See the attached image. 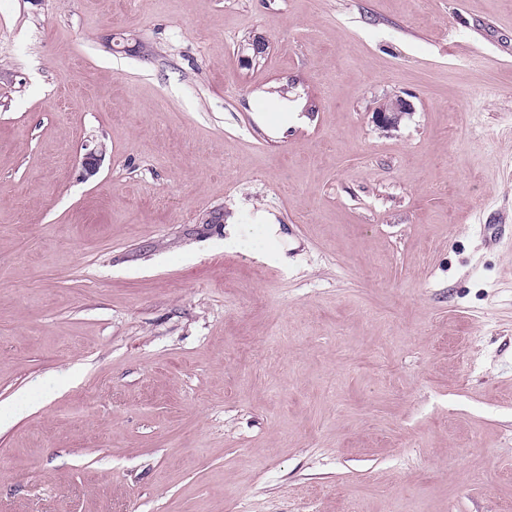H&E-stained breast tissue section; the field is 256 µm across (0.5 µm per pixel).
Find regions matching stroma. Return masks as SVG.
Returning a JSON list of instances; mask_svg holds the SVG:
<instances>
[{
  "label": "stroma",
  "mask_w": 512,
  "mask_h": 512,
  "mask_svg": "<svg viewBox=\"0 0 512 512\" xmlns=\"http://www.w3.org/2000/svg\"><path fill=\"white\" fill-rule=\"evenodd\" d=\"M9 402L0 512H512V0H0ZM411 110L412 104L402 96L396 95L375 111V121L380 128H393Z\"/></svg>",
  "instance_id": "1"
}]
</instances>
